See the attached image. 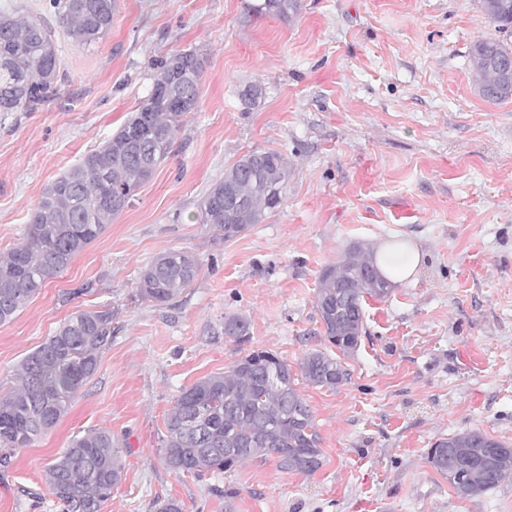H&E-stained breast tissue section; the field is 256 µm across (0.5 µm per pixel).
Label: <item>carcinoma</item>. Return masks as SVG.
Returning a JSON list of instances; mask_svg holds the SVG:
<instances>
[{
  "mask_svg": "<svg viewBox=\"0 0 512 512\" xmlns=\"http://www.w3.org/2000/svg\"><path fill=\"white\" fill-rule=\"evenodd\" d=\"M488 20L512 33V0H480ZM53 26L38 16L0 13V113L32 112L57 94L65 80L56 49V28L82 48L98 44L112 29L116 0H49ZM254 10L291 19L300 0H262ZM475 89L491 102L512 98V46L497 39L475 43ZM205 57L175 51L156 63L149 95L98 149L58 176L45 189L23 241L0 253V324L12 321L71 260L99 238L124 211L135 192L172 153L182 119L197 110ZM288 163L275 150L251 151L224 171L198 205L199 223L229 241L265 221L285 199ZM274 189L257 190V181ZM231 191L240 204L224 210ZM373 251L346 248L318 278L316 309L325 340L344 355L360 345L364 299L383 300L391 281L376 279ZM201 264L191 253L165 249L140 272L142 301L168 305L196 280ZM112 308L77 310L14 370L17 385L0 394V466L11 451L25 448L55 427L81 388L97 373L101 354L112 344ZM224 336L242 345L251 338L250 320L224 317ZM316 388L335 389L349 372L337 356L307 352L292 369L284 359L253 350L222 373L181 390L170 410L163 460L177 474L224 473L245 461L277 459L286 473L311 476L322 466L315 415L296 388L294 374ZM426 462L448 479L460 498L472 499L512 477V445L479 430H466L432 444ZM123 464L112 432L99 428L70 441L48 465L45 483L61 512H103L122 480Z\"/></svg>",
  "mask_w": 512,
  "mask_h": 512,
  "instance_id": "carcinoma-1",
  "label": "carcinoma"
}]
</instances>
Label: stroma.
<instances>
[{"instance_id": "35a3bbf8", "label": "stroma", "mask_w": 512, "mask_h": 512, "mask_svg": "<svg viewBox=\"0 0 512 512\" xmlns=\"http://www.w3.org/2000/svg\"><path fill=\"white\" fill-rule=\"evenodd\" d=\"M254 0H116L94 48L58 34L67 81L32 112L0 120V253L16 245L46 187L101 146L150 92L157 58L203 53L200 103L171 155L9 323L0 393L72 312L110 307L111 345L68 413L0 467V512H60L47 464L71 439L111 431L124 464L105 512H512V479L474 499L426 462L436 439L477 429L512 444V99L474 88L473 44L496 37L478 0H301L296 18ZM264 89L259 106L241 98ZM289 163L280 208L231 241L198 223V204L239 157ZM418 247L416 275L365 304V333L336 389L300 383L323 465L276 460L194 478L162 461L181 389L248 351L297 365L325 347L321 269L350 243ZM194 254L201 273L175 303L135 301L159 252ZM246 316L251 340L224 336ZM237 492L225 503L222 491ZM251 322L243 315L233 314L224 318V336L242 345L251 338Z\"/></svg>"}]
</instances>
